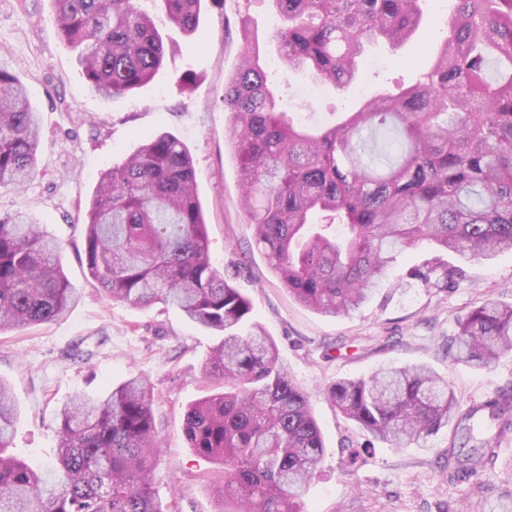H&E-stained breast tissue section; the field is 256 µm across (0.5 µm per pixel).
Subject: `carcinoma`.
Here are the masks:
<instances>
[{"instance_id":"obj_1","label":"carcinoma","mask_w":512,"mask_h":512,"mask_svg":"<svg viewBox=\"0 0 512 512\" xmlns=\"http://www.w3.org/2000/svg\"><path fill=\"white\" fill-rule=\"evenodd\" d=\"M63 42L78 50L102 97L128 94L162 65L167 46L146 0H52ZM166 21L199 31L202 0H158ZM423 0H272L284 66L323 84L356 82L374 41L411 38ZM448 36L415 83L366 101L344 121L309 131L278 109L258 53L244 50L224 84L230 141L258 248L296 300L325 315L357 312L419 245L434 255L408 271L446 288L462 260L512 250V0H449ZM37 112L0 62V188L36 166ZM193 160L170 133L150 137L101 174L87 210V270L106 296L160 304L218 341L204 372L221 391L191 403L188 447L221 466L224 512H307L304 496L324 442L310 396L289 376L249 299L212 264ZM60 246L38 222L0 214V333L58 319L78 299ZM512 352V305L484 301L459 322L454 359L486 367ZM328 397L376 439L408 446L451 422L448 480L495 456L468 446L477 421L448 380L424 365L381 366L342 379ZM512 424V390L482 406ZM56 462L35 469L8 453L14 405L0 386V512H166L148 473L160 453L143 380L58 413Z\"/></svg>"}]
</instances>
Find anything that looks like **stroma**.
Masks as SVG:
<instances>
[{"label":"stroma","instance_id":"35a3bbf8","mask_svg":"<svg viewBox=\"0 0 512 512\" xmlns=\"http://www.w3.org/2000/svg\"><path fill=\"white\" fill-rule=\"evenodd\" d=\"M422 10L408 42L370 49V56L387 59L386 67L364 71L344 89L324 87L310 101L295 94L303 72L280 63L272 40L279 19L270 0H204L198 36L163 26L162 67L140 88L107 99L87 83L61 41L51 0H0V53L40 120L36 172L22 189L0 193V212L30 214L56 239L79 295L60 319L0 334V383L18 410L17 454L37 468L52 464L60 407L75 393L97 398L138 375L150 392L161 444L151 468L157 498L170 512H221L216 467L188 448L184 435L187 406L217 385L203 373L214 336L176 310L109 299L86 266L84 213L101 173L144 138L169 132L192 156L214 267L232 273L291 378L310 395L325 454L308 487L309 512H512V430L499 432L490 422L476 431V440L493 439L496 455L469 480L452 482L443 467L454 427L407 447L373 441L325 394L336 380L364 377L389 363L428 365L448 380L463 408L512 389V354L480 368L447 352L459 321L483 301L512 304V251L465 263L449 255L463 272L452 288L441 289L405 278L408 268L431 256L429 246H418L360 313L322 315L294 299L258 250L228 138L224 84L245 43L259 49L283 109L295 119L328 124L414 83L433 63L447 21L430 0ZM188 73L196 81L185 92L180 81Z\"/></svg>","mask_w":512,"mask_h":512}]
</instances>
